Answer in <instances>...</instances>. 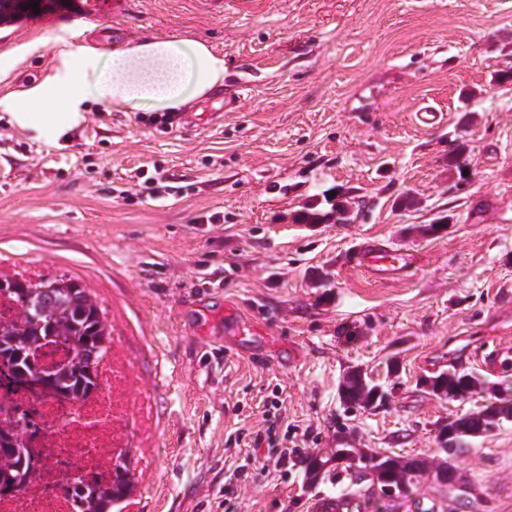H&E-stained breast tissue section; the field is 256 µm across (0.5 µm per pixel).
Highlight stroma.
I'll use <instances>...</instances> for the list:
<instances>
[{
	"mask_svg": "<svg viewBox=\"0 0 512 512\" xmlns=\"http://www.w3.org/2000/svg\"><path fill=\"white\" fill-rule=\"evenodd\" d=\"M82 2L59 0L53 30L0 23V96L62 44L175 36L225 66L191 128L93 104L59 148L0 120V271L78 278L126 333L124 512H311L349 486L309 482L306 457H436L443 423L512 397V358L486 362L512 349V0H126L73 21ZM336 202L351 223L328 219ZM311 209L324 221L303 223ZM368 240L421 263L374 280L351 262ZM350 367L387 400L346 412ZM451 368L484 388L421 386ZM274 392L304 451L283 466L234 442ZM243 463L253 481L226 494ZM452 463L450 489L357 492L367 512H512V421Z\"/></svg>",
	"mask_w": 512,
	"mask_h": 512,
	"instance_id": "obj_1",
	"label": "stroma"
}]
</instances>
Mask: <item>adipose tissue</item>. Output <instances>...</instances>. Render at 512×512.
<instances>
[{
    "label": "adipose tissue",
    "mask_w": 512,
    "mask_h": 512,
    "mask_svg": "<svg viewBox=\"0 0 512 512\" xmlns=\"http://www.w3.org/2000/svg\"><path fill=\"white\" fill-rule=\"evenodd\" d=\"M56 65L37 83L0 98L10 121L55 144L84 119L86 105L122 112H177L224 82V57L185 38L147 37L109 50L56 49Z\"/></svg>",
    "instance_id": "adipose-tissue-1"
}]
</instances>
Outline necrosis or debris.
I'll return each mask as SVG.
<instances>
[{
    "label": "necrosis or debris",
    "instance_id": "1",
    "mask_svg": "<svg viewBox=\"0 0 512 512\" xmlns=\"http://www.w3.org/2000/svg\"><path fill=\"white\" fill-rule=\"evenodd\" d=\"M128 376L123 361L106 360L98 372V391L74 402L18 386L0 369V406L8 418H24L40 432L42 468L41 476L22 492L0 496V512H70V501L59 488L63 474L87 480L111 476L112 452L119 445V425L128 407L122 393Z\"/></svg>",
    "mask_w": 512,
    "mask_h": 512
}]
</instances>
